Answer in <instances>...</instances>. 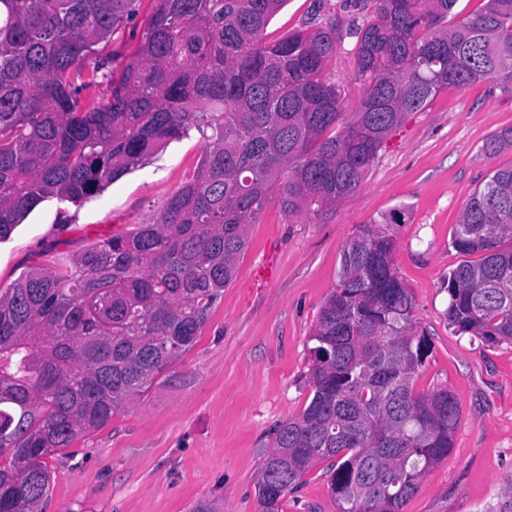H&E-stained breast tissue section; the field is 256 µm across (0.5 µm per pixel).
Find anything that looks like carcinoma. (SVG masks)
<instances>
[{"mask_svg": "<svg viewBox=\"0 0 512 512\" xmlns=\"http://www.w3.org/2000/svg\"><path fill=\"white\" fill-rule=\"evenodd\" d=\"M137 2L0 0V240L47 198L82 203L190 129L204 138L200 167L156 222L93 245L66 273L29 270L0 290V512H42L49 460L195 345L269 203L332 209L449 86L489 80L512 94V0H481L449 26L457 0H373L353 32V112L325 76L341 49L336 22L265 38L286 0H153L141 47L115 75L89 53ZM507 148L512 128L482 152ZM402 211L343 249L311 336L313 396L275 430L262 512H279L318 461L330 462L339 512H402L453 448L457 398L413 388L427 340L387 232ZM451 245L480 258L443 283L448 327L512 343V167L470 198Z\"/></svg>", "mask_w": 512, "mask_h": 512, "instance_id": "cac0c4a2", "label": "carcinoma"}]
</instances>
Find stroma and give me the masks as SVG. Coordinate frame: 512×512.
<instances>
[{
    "label": "stroma",
    "mask_w": 512,
    "mask_h": 512,
    "mask_svg": "<svg viewBox=\"0 0 512 512\" xmlns=\"http://www.w3.org/2000/svg\"><path fill=\"white\" fill-rule=\"evenodd\" d=\"M288 0L267 27L275 38L336 20L343 47L326 75L343 84L348 105L363 89L353 79V20L370 0ZM151 0L94 54L114 70L141 45ZM512 128V95L480 81L451 87L411 114L381 148L362 186L317 217L288 216L270 203L248 229L236 277L212 309L196 344L159 375L141 398L102 430L52 459L45 512H260L258 486L274 429L298 417L312 396L310 335L339 281L342 252L359 226L406 206L396 238L395 267L410 289L413 320L428 341L415 391L445 388L462 419L447 458L429 469L403 512H485L512 486V343L486 344L449 328L443 282L464 257L451 246L461 210L488 174L512 166V150L481 151L492 134ZM198 131L161 146L149 163L75 206L39 204L0 241V289L23 271L69 270L89 246L154 223L166 200L197 171ZM329 465L316 463L281 512H338Z\"/></svg>",
    "instance_id": "obj_1"
}]
</instances>
